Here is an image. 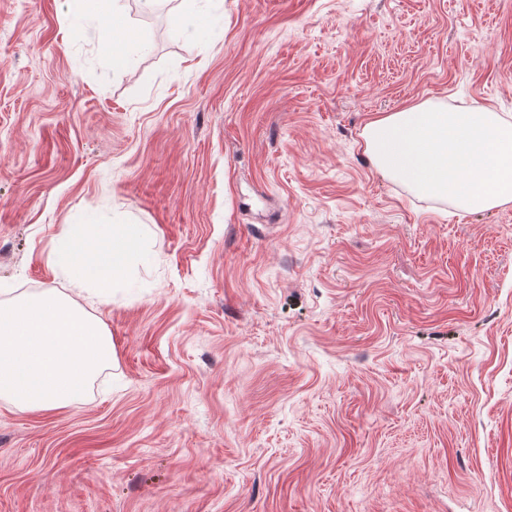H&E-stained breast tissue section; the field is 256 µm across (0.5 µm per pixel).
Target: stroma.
Returning <instances> with one entry per match:
<instances>
[{
    "label": "stroma",
    "instance_id": "1",
    "mask_svg": "<svg viewBox=\"0 0 512 512\" xmlns=\"http://www.w3.org/2000/svg\"><path fill=\"white\" fill-rule=\"evenodd\" d=\"M0 0V301L64 225L149 258L84 401L0 402V512H512V206L375 168L371 118L512 115V0ZM200 16L186 25L185 14ZM100 11L106 17L103 29L102 39L104 42L112 45V59L113 63L119 65L122 63L123 57L120 52L122 44L128 39L129 31L124 25L122 19L115 15L114 12L109 14L108 0H97Z\"/></svg>",
    "mask_w": 512,
    "mask_h": 512
}]
</instances>
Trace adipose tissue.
<instances>
[{
  "label": "adipose tissue",
  "mask_w": 512,
  "mask_h": 512,
  "mask_svg": "<svg viewBox=\"0 0 512 512\" xmlns=\"http://www.w3.org/2000/svg\"><path fill=\"white\" fill-rule=\"evenodd\" d=\"M373 165L413 195L474 213L512 204V118L489 107L420 102L370 119Z\"/></svg>",
  "instance_id": "obj_1"
}]
</instances>
